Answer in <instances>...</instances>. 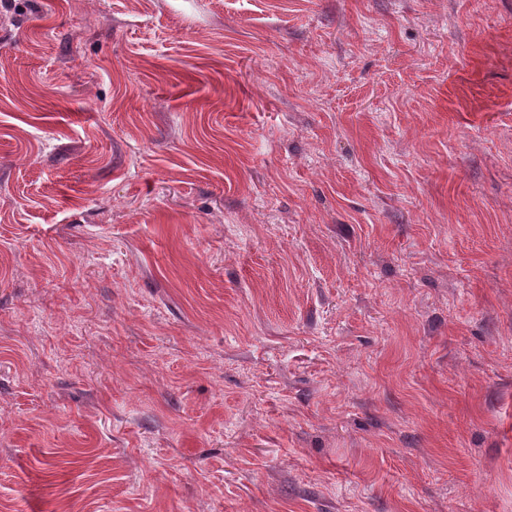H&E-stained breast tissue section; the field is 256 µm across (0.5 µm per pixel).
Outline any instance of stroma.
<instances>
[{"label": "stroma", "instance_id": "obj_1", "mask_svg": "<svg viewBox=\"0 0 512 512\" xmlns=\"http://www.w3.org/2000/svg\"><path fill=\"white\" fill-rule=\"evenodd\" d=\"M0 512H512V0H0Z\"/></svg>", "mask_w": 512, "mask_h": 512}]
</instances>
